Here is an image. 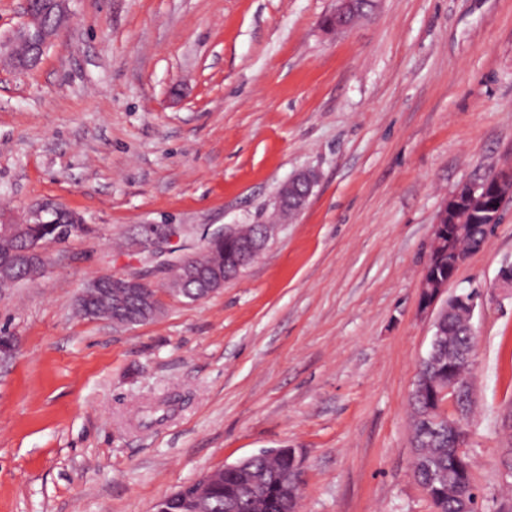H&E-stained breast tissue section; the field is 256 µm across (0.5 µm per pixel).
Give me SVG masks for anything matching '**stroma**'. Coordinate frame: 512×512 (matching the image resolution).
<instances>
[{"label": "stroma", "instance_id": "obj_1", "mask_svg": "<svg viewBox=\"0 0 512 512\" xmlns=\"http://www.w3.org/2000/svg\"><path fill=\"white\" fill-rule=\"evenodd\" d=\"M73 0L31 72L0 67V223L51 198L87 231L0 288V512H153L264 448L304 458L300 512H434L409 396L434 333L421 274L451 195L512 168V0ZM306 208L208 298L169 292L143 226L258 224L295 174ZM512 201L449 293L480 291L466 452L486 512L512 507ZM137 275L160 314L77 311ZM359 0H339L336 11L327 20V26L331 29L348 28L364 13L359 7ZM110 288H127L131 297L153 306H157V295L155 291L137 277H111L109 275H98L89 280L79 294L78 300L83 303L85 299L96 298L100 301L108 299ZM109 312H103V316L128 322L130 325L146 322L145 315L138 306L133 303L118 305L116 300L109 298L107 301Z\"/></svg>", "mask_w": 512, "mask_h": 512}]
</instances>
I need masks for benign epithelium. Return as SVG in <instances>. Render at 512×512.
<instances>
[{
  "label": "benign epithelium",
  "instance_id": "7a95c632",
  "mask_svg": "<svg viewBox=\"0 0 512 512\" xmlns=\"http://www.w3.org/2000/svg\"><path fill=\"white\" fill-rule=\"evenodd\" d=\"M69 0H50L48 10L54 15L55 25L46 29L40 25L30 29L32 15L24 14L23 31L29 44V56L21 60L15 51L14 36L0 39V59L7 60L19 70H31L38 66L51 43L58 37L69 20L67 5ZM363 15L358 0H339L336 11L327 20L331 29L348 28ZM317 176L312 172H301L293 176L277 198V215L285 223L301 213L309 200ZM512 199V171L488 177L481 183L468 184L459 188L442 208L431 243L430 256L420 283L421 309L427 311L439 307L428 355L419 360L417 376L412 395L430 396L428 413L438 421H444L448 431L454 433L460 448H465L468 437L469 415L473 403V383L470 364L474 352H462L455 337L446 330L444 319L448 315L460 318L468 327H473L472 318L480 295L471 291L466 294L445 296L448 285L466 256L456 249L458 241L471 237L476 223L489 226L497 222L506 200ZM82 219L76 212L63 204L46 199L30 208L23 221L16 224H0V237H13L34 224H80ZM274 225L261 224L253 228L247 236L235 224L224 226V232L210 240V246L217 247L228 241L237 243L238 256L235 267L240 269L256 260L265 249ZM171 239V234L149 227L140 241L142 248L158 251ZM448 256V275L439 276L433 267L443 256ZM11 266L23 267L29 275L36 277L44 272L47 256L44 245L38 240L24 250L14 254ZM493 287L502 294L512 295V262L503 264L496 276ZM125 288L131 297L153 306L158 299L155 291L137 277H111L98 275L89 280L79 294L78 300L96 298L108 299L110 289ZM303 460L292 448L288 449V478L279 485V508L281 512H298V504L303 493ZM468 465L458 458L454 470L430 474V481L439 495L459 501L462 512H468L469 496L474 493L472 480L464 479Z\"/></svg>",
  "mask_w": 512,
  "mask_h": 512
}]
</instances>
